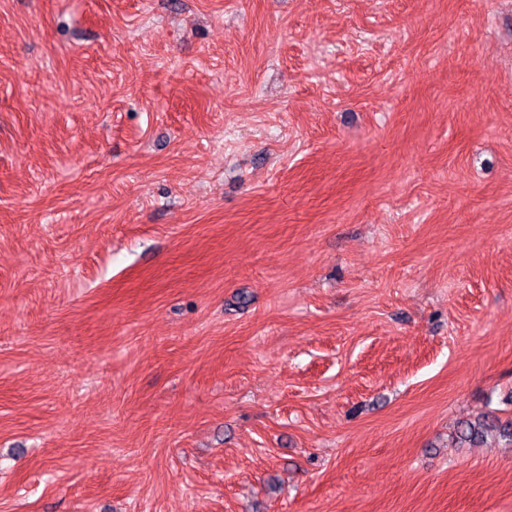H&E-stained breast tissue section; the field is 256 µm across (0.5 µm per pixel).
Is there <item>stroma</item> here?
Instances as JSON below:
<instances>
[{
	"instance_id": "1",
	"label": "stroma",
	"mask_w": 512,
	"mask_h": 512,
	"mask_svg": "<svg viewBox=\"0 0 512 512\" xmlns=\"http://www.w3.org/2000/svg\"><path fill=\"white\" fill-rule=\"evenodd\" d=\"M512 0H0V512H512ZM488 431L490 433H494L499 440L504 441L506 445L512 447V419L500 421L497 420L496 423H481L472 424L467 423L465 428L460 431V439H468L469 441L475 440H483L485 437V433L487 435Z\"/></svg>"
}]
</instances>
